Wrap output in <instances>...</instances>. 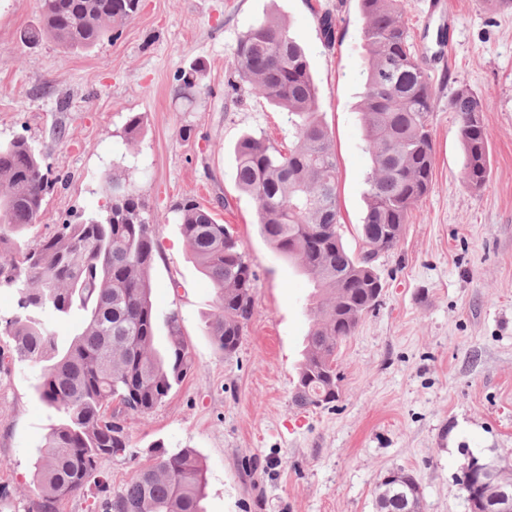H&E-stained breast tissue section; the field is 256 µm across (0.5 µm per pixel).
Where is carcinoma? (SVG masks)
Here are the masks:
<instances>
[{
	"instance_id": "obj_1",
	"label": "carcinoma",
	"mask_w": 512,
	"mask_h": 512,
	"mask_svg": "<svg viewBox=\"0 0 512 512\" xmlns=\"http://www.w3.org/2000/svg\"><path fill=\"white\" fill-rule=\"evenodd\" d=\"M139 0H40V24L23 32L28 43L44 37L63 48L89 51L115 26L134 17ZM364 19L361 122L371 161L361 247L344 243L336 205L332 137L320 118L317 87L303 46L272 16L256 20L239 38L228 78L282 108L296 131L282 149L253 134L234 146L235 181L257 207L261 234L283 258L297 264L312 286L311 327L295 383L294 403L326 408L340 396L337 352L363 317L379 303L383 284L371 252L396 247L413 210L428 194L434 149L430 128L434 94L423 63L410 52L402 0H359ZM324 39L336 31L333 17H317ZM203 67L180 71L173 98L190 106ZM459 116L463 181L474 190L490 177L488 133L482 112L488 100L466 88L450 101ZM122 172L104 178L112 204L104 216L60 224L44 238L19 240L45 215L49 178L39 151L24 138L0 143V288L18 297L6 321L21 362L40 367L37 391L54 422L34 462V508L57 512L58 503L81 491L105 459L130 448L122 416H147L194 368L178 336L180 313L168 315L167 349L154 347L151 270L154 228L162 219L127 184ZM200 273L214 288L217 308L206 328L224 356L240 348L254 313L257 274L238 238L211 210L193 200L174 208ZM79 316L64 340L58 320ZM402 491L376 496L377 512H410L415 476L395 471ZM204 463L193 448L155 444L125 487L108 496L104 512H204Z\"/></svg>"
}]
</instances>
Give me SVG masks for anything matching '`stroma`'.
<instances>
[{
    "instance_id": "1",
    "label": "stroma",
    "mask_w": 512,
    "mask_h": 512,
    "mask_svg": "<svg viewBox=\"0 0 512 512\" xmlns=\"http://www.w3.org/2000/svg\"><path fill=\"white\" fill-rule=\"evenodd\" d=\"M320 11L335 19L334 44L320 34ZM39 15V0H0V142L26 138L57 179L27 237L103 211V176L128 174L164 219L155 228V345L167 347L166 319L179 310L195 361L153 413L125 417L126 459L103 461L100 481L63 499L59 512H103L106 494L129 482L156 443L197 451L205 512H375L377 483L396 469L416 476L423 512H466L458 477L469 455L512 462V11L485 0H404L434 92L432 183L397 246L376 262L378 306L339 347L341 397L308 410L293 396L310 285L261 235L256 205L234 180L243 135L285 146L295 130L285 112L232 91L225 76L256 19L289 24L335 145L341 232L358 250L370 173L358 0H140L135 17L88 53L23 41ZM195 62L205 77L187 111L171 89ZM461 88L489 100L490 182L478 192L461 178L459 119L449 107ZM135 113L143 125L130 139ZM185 126L195 130L187 140ZM185 198L231 225L257 273L254 315L230 357L203 321L214 291L169 218ZM39 376L0 334V486L18 508L31 497V463L53 416L37 394ZM249 459L256 470L246 469Z\"/></svg>"
}]
</instances>
